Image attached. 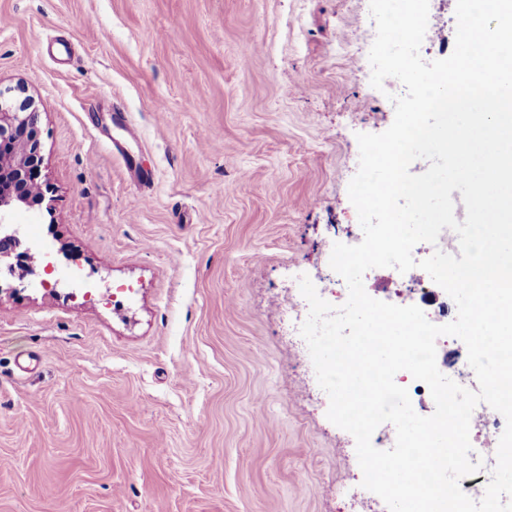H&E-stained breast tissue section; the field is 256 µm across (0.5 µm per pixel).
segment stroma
<instances>
[{
  "instance_id": "stroma-1",
  "label": "stroma",
  "mask_w": 512,
  "mask_h": 512,
  "mask_svg": "<svg viewBox=\"0 0 512 512\" xmlns=\"http://www.w3.org/2000/svg\"><path fill=\"white\" fill-rule=\"evenodd\" d=\"M429 0L424 61L455 46ZM369 0H0V89L39 113L41 205L91 298L0 294V512H346L354 437L276 295L362 228ZM249 59H242L245 43Z\"/></svg>"
}]
</instances>
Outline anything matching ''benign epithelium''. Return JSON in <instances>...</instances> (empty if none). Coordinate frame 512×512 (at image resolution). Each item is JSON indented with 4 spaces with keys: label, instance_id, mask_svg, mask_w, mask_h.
Listing matches in <instances>:
<instances>
[{
    "label": "benign epithelium",
    "instance_id": "benign-epithelium-1",
    "mask_svg": "<svg viewBox=\"0 0 512 512\" xmlns=\"http://www.w3.org/2000/svg\"><path fill=\"white\" fill-rule=\"evenodd\" d=\"M16 91L23 98L0 92V267L11 273L35 263L29 250H20L21 229L10 222L11 215L20 206L43 202L31 181L42 163L38 112L25 85Z\"/></svg>",
    "mask_w": 512,
    "mask_h": 512
}]
</instances>
